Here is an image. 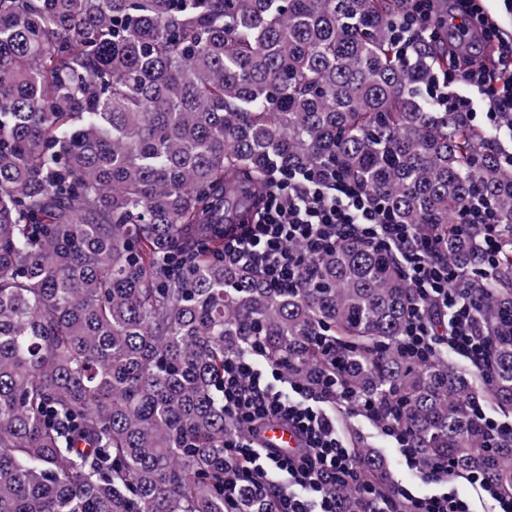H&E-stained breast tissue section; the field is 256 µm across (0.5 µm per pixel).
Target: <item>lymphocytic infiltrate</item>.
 I'll return each instance as SVG.
<instances>
[{
	"instance_id": "1",
	"label": "lymphocytic infiltrate",
	"mask_w": 512,
	"mask_h": 512,
	"mask_svg": "<svg viewBox=\"0 0 512 512\" xmlns=\"http://www.w3.org/2000/svg\"><path fill=\"white\" fill-rule=\"evenodd\" d=\"M462 28L481 45L496 44L495 67L477 61L459 46L448 47V74L434 82L428 95L451 112H473L481 96L489 120L512 113V37L501 27L486 25L478 0H448ZM435 0H406L397 31L402 56L420 52L428 41L422 18L431 16ZM460 85L457 94L450 85ZM265 204L254 223L239 224L224 235V264L248 268L275 288H291L300 280L307 260L355 238L393 252L417 297L438 309L452 310L447 329L425 313H417L401 340L399 352L423 365L440 350L452 351L472 366H484L489 337L475 320L470 289L461 287V271L438 253L432 239L411 224L395 223L391 215L356 181L328 169L270 171L264 184ZM373 405L350 391L341 374L325 372L315 381L293 380L279 367L260 364L254 355L224 360V412L235 432L224 441V507L235 512L240 491L251 486L277 505V512H337L336 485L354 487L365 512H391L399 499L406 512H477L479 502L492 500L496 512H512V496L475 475L462 491L448 463L434 466L417 493L397 484L392 494L367 482L338 414L371 416ZM286 422L301 433L303 446L295 455L280 456L258 447L260 426Z\"/></svg>"
}]
</instances>
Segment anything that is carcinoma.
Returning a JSON list of instances; mask_svg holds the SVG:
<instances>
[{
    "label": "carcinoma",
    "mask_w": 512,
    "mask_h": 512,
    "mask_svg": "<svg viewBox=\"0 0 512 512\" xmlns=\"http://www.w3.org/2000/svg\"><path fill=\"white\" fill-rule=\"evenodd\" d=\"M403 6L0 0V512H225V356L258 347L307 379L331 368L323 336L424 472L449 459L512 495V435L475 411L512 409V252L475 296L491 342L472 375L397 351L414 297L385 249L345 242L292 291L224 267V230L250 223L274 168L359 181L466 272L472 195L512 233V160L423 96L448 58L401 57ZM350 440L391 492L389 460ZM238 512L273 505L245 488Z\"/></svg>",
    "instance_id": "obj_1"
}]
</instances>
